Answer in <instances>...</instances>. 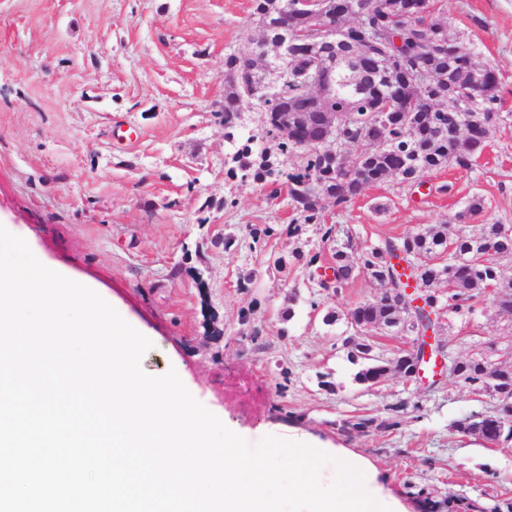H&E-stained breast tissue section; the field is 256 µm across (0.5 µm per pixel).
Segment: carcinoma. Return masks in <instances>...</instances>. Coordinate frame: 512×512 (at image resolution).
I'll return each instance as SVG.
<instances>
[{"instance_id": "1", "label": "carcinoma", "mask_w": 512, "mask_h": 512, "mask_svg": "<svg viewBox=\"0 0 512 512\" xmlns=\"http://www.w3.org/2000/svg\"><path fill=\"white\" fill-rule=\"evenodd\" d=\"M327 5L336 11L339 21L333 36L335 46L326 49L327 55H336L338 82L336 99L327 111L348 113L336 130V138L348 149L371 137L377 148L348 154L334 162L318 144L329 131L323 123L322 109L306 99L319 53L316 46L301 42L294 48L288 57V72L275 91L267 90L256 61L242 53L224 60L221 114L224 127L229 129L227 136H232L230 129L239 115L254 103L262 114L266 138L275 141L274 148L255 151L249 137L232 161L243 175L253 176L272 192L287 189L288 204L302 220L288 225L290 238L299 236L304 224L321 223L320 209L309 205L310 197L320 192L336 205L345 206L364 186L387 178L415 182L424 173L448 164L472 169L475 156L483 151L491 129L500 120L498 74L480 61L473 49L449 38L447 23L437 16L434 0H327ZM251 19L262 34L273 38L285 32L286 22L302 23L293 16L290 0H253ZM369 33L383 41V46L366 43ZM387 51L398 59L391 68L385 58ZM473 95L479 96L483 104L484 121L472 134L453 143L445 133L448 122L463 120L467 115L465 109L452 111L454 103ZM411 99L416 103L412 110L386 109L388 101L404 103ZM282 112L309 113L307 122L295 126L286 140L276 138L274 132ZM292 156L299 162L290 169L288 160ZM333 231L329 226L322 234V242L332 254L329 269L333 274H310L314 287L327 294H340L357 273L374 283L383 281L391 289L405 287L402 274L386 261V256L399 251L413 268L409 276L425 289V306L417 312L421 320L429 322L440 314L441 297L436 288L441 281L452 288L448 295L453 300L448 305L450 312H472L475 301L494 285L500 287L503 302L512 307V279L502 278L495 258L500 252L512 250V237L503 235L499 222L483 224L476 231L461 226L454 233L446 224H434L361 250L353 249L349 233L343 243L330 246ZM277 233L268 224L252 228V248H262L266 238ZM450 246L453 255L447 265L426 263ZM404 317L406 313L394 303H361L345 313L348 322L376 320L392 324ZM343 347L349 361L357 366L356 383L369 388L386 378L382 363L363 356V340L349 335ZM505 372L507 375L497 384L500 399L496 413L476 421L459 420L454 423L457 432L478 436L488 443L512 439V366ZM486 377L480 363L469 362L452 379L472 392ZM400 424V408L396 407L386 417L345 421L342 428L359 433L388 432Z\"/></svg>"}]
</instances>
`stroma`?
Wrapping results in <instances>:
<instances>
[{"instance_id":"obj_1","label":"stroma","mask_w":512,"mask_h":512,"mask_svg":"<svg viewBox=\"0 0 512 512\" xmlns=\"http://www.w3.org/2000/svg\"><path fill=\"white\" fill-rule=\"evenodd\" d=\"M450 37L474 48L500 78L501 119L477 165L370 184L347 206L325 204L323 222L351 228L355 248L444 224L481 197L473 225L512 224V0H439ZM252 0H0V222L22 231L45 262L94 286L151 339L144 371H180L190 393L243 432L307 434L369 460L408 512L461 499L512 501V451L474 440L455 421L492 406L448 379L391 375L353 381L342 317L372 296L359 276L318 295L301 262L320 252V226L299 237L287 196L232 172L239 136L262 134L242 115L225 136L224 59L257 31ZM130 132L112 138L113 126ZM275 236L251 249L249 229ZM233 244L214 246V239ZM290 320H283V311ZM441 336L454 355L512 328V315L481 298L449 315ZM260 328L252 340L251 328ZM416 404L397 431H341L343 421Z\"/></svg>"}]
</instances>
